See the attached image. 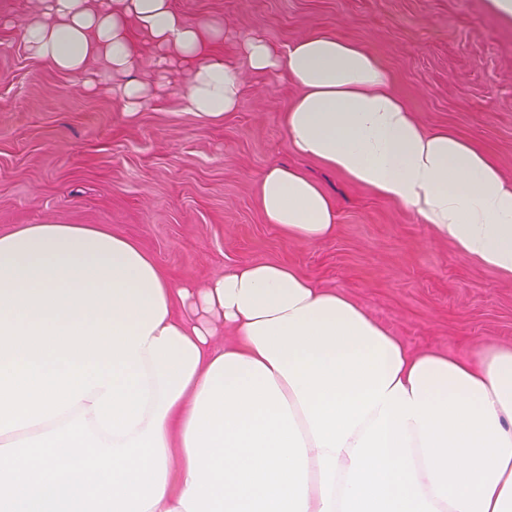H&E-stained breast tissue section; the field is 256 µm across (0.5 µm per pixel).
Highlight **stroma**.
<instances>
[{
  "mask_svg": "<svg viewBox=\"0 0 512 512\" xmlns=\"http://www.w3.org/2000/svg\"><path fill=\"white\" fill-rule=\"evenodd\" d=\"M191 23L224 27L226 57L256 32L284 46L327 28L361 42L429 129L473 142L512 180V17L491 0H172ZM239 108L188 112L174 73L128 114L100 60L80 75L30 56L0 28V230L108 224L136 238L174 282L202 286L242 263H282L348 292L414 350L462 357L512 345V282L457 255L402 205L285 147L298 89L242 69ZM275 164L300 168L333 199L336 232L288 240L257 191Z\"/></svg>",
  "mask_w": 512,
  "mask_h": 512,
  "instance_id": "obj_1",
  "label": "stroma"
}]
</instances>
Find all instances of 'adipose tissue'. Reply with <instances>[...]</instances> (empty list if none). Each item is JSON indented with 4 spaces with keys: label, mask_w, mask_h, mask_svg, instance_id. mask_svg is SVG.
<instances>
[{
    "label": "adipose tissue",
    "mask_w": 512,
    "mask_h": 512,
    "mask_svg": "<svg viewBox=\"0 0 512 512\" xmlns=\"http://www.w3.org/2000/svg\"><path fill=\"white\" fill-rule=\"evenodd\" d=\"M21 39L64 74L104 60L130 113L148 95L135 77L146 50L153 71H189L183 99L198 116L234 111L244 92L217 51L223 27L186 21L171 0H39ZM240 48L251 70L300 90L283 117L287 149L408 208L459 256L512 281V183L470 142L423 128L359 42L321 29L282 49L254 33ZM258 201L291 241L336 229L333 202L297 168H268ZM93 286L115 292L100 329L146 340L152 400L133 435L163 391L149 343L200 354L164 409L165 488L150 512H512V347L471 360L411 351L347 293L285 264L246 263L199 288L170 281L107 224L0 231V293ZM106 391L36 434L83 416L102 443H118L93 409Z\"/></svg>",
    "instance_id": "1"
}]
</instances>
